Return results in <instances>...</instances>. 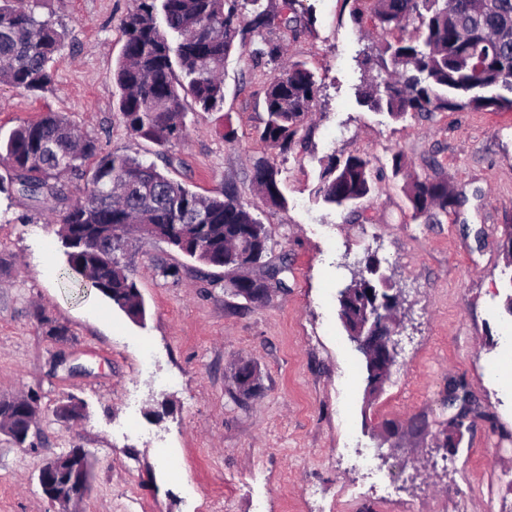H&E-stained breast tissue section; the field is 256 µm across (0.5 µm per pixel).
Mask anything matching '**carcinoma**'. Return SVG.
I'll return each instance as SVG.
<instances>
[{"mask_svg":"<svg viewBox=\"0 0 512 512\" xmlns=\"http://www.w3.org/2000/svg\"><path fill=\"white\" fill-rule=\"evenodd\" d=\"M298 0L263 5L262 0H133L123 20V50L112 82L119 92L118 109L134 136L167 146L183 140L188 107L211 112L224 102V63L235 49L246 51V39L274 26L295 32L308 28L311 10L296 9ZM368 19L383 32L399 30L407 20L418 22L416 39L398 38L374 57L360 61L364 71L375 67L391 75L380 86L367 82L359 89L363 102L399 119L409 113L461 109L512 112V0H367ZM63 33L51 17L36 7L0 0V81L27 92L43 91L53 81V67ZM318 95L314 73L293 62L264 92L260 138L285 154L296 143L307 112ZM95 159L82 200L57 220V235L69 268L87 288L107 297L134 318L145 315V304L124 261L115 224H164L168 246L204 265L224 258V294L240 298L246 288L265 285L286 288L281 274L288 263L272 267L264 261L269 230L251 207L227 186L223 196L201 195L164 174L153 163L125 154L99 151L96 140L75 136L68 117L48 112L39 121L23 123L0 138V193L37 200L60 193L65 173L83 174L86 160ZM393 173L402 178V191L412 217L433 219L456 211L461 199L435 169L413 175L402 157L393 159ZM281 170L267 157L253 165V180L265 202L283 208ZM372 190L370 159L350 155L333 160L323 170L318 194L323 202L350 207ZM196 225L191 242L181 240L182 225ZM377 252H366L358 270L339 295V317L346 331L366 322L374 302L398 310L382 330L403 321L400 294L380 272ZM367 393L379 394L389 378L365 363ZM451 415L442 432L460 434L465 421L481 415L466 384L448 390ZM38 411L0 400V432L18 445L16 427L36 419Z\"/></svg>","mask_w":512,"mask_h":512,"instance_id":"cac0c4a2","label":"carcinoma"}]
</instances>
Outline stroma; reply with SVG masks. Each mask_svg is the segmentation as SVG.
Returning a JSON list of instances; mask_svg holds the SVG:
<instances>
[{"mask_svg":"<svg viewBox=\"0 0 512 512\" xmlns=\"http://www.w3.org/2000/svg\"><path fill=\"white\" fill-rule=\"evenodd\" d=\"M314 22L277 27L278 62L232 52L224 103L190 116L185 139L159 146L127 130L112 71L132 0H39L65 33L51 85L0 83V134L48 111L66 114L101 152L167 169L199 193L233 186L267 225V260L290 265L288 287L257 304L224 293V271L132 236L125 260L146 305L136 322L80 288L56 234L86 181L63 176L58 196L0 194V399L34 396L40 415L24 447L0 433V512H53L40 468L70 448L90 453L81 512H512V112H433L393 119L361 104L359 62L387 37L353 18V0H300ZM305 63L317 101L291 152L260 139L267 84ZM422 175L441 169L465 202L412 218L392 157ZM364 155L373 189L339 209L316 195L329 161ZM282 170L286 209L252 182L259 157ZM404 300L391 379L366 397L363 357L338 315V293L365 252ZM163 265L178 267L162 277ZM253 362L261 389L234 400L232 369ZM464 380L483 416L451 449L435 436L448 383ZM80 418L57 417L70 398Z\"/></svg>","mask_w":512,"mask_h":512,"instance_id":"1","label":"stroma"}]
</instances>
